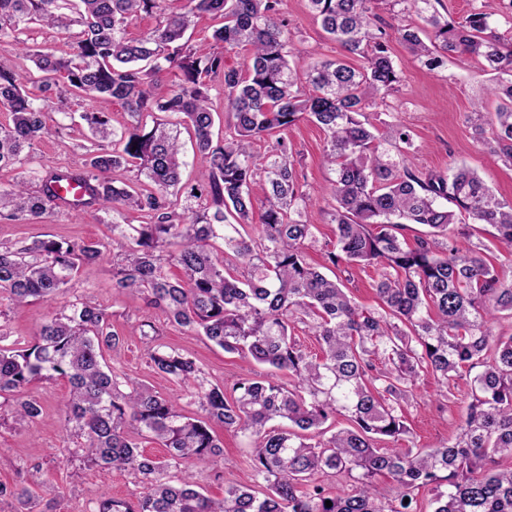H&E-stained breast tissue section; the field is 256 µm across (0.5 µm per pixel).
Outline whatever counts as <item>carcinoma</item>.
I'll return each mask as SVG.
<instances>
[{"label": "carcinoma", "instance_id": "cac0c4a2", "mask_svg": "<svg viewBox=\"0 0 512 512\" xmlns=\"http://www.w3.org/2000/svg\"><path fill=\"white\" fill-rule=\"evenodd\" d=\"M386 1L421 24L391 33L380 15ZM165 2L0 0L10 51L44 74L62 119L80 118L99 141L78 168L36 173L32 187L0 183V217L33 224L53 208L112 215V288L143 297L138 333L151 364L191 387L199 412L185 413L177 398L109 364L124 339L88 296L52 311L31 341L0 345V398H15L16 420L34 423L43 405L26 388L67 381L68 457L129 471L144 484L131 502L101 498L97 512H512V335L494 340L488 327L499 313L512 314V280L484 258L486 245L457 246L468 225L488 224L496 250L512 257V199L464 165L446 174L418 168L404 153L409 130L388 120L380 131L366 115L400 83L392 39L431 70L450 55L470 56L493 72L489 93L499 103L493 112L465 113V123L511 168L512 43L496 35L493 14L475 8L457 24L441 15L439 0H308L344 57H311L300 67L284 0H185L178 12ZM142 14L157 24L132 37L128 28ZM204 14L221 19L215 43L245 51L238 66H226L206 43L190 44L186 33ZM32 24L64 32V48L28 47L22 36ZM351 56L362 65L348 63ZM208 77L224 85L221 137ZM32 82L31 73L0 63V171L30 163L25 149L51 134L52 97L31 96ZM70 93L95 109L65 111ZM114 103L128 116L121 132L111 124ZM161 114L190 126L209 157L199 185L180 187L183 146ZM302 119L326 134L323 159L335 178L324 212L335 241L324 258L343 278L323 274L307 252L317 227L305 214L316 201L298 181L288 144L279 137L263 157L253 151ZM131 167L132 182L112 178ZM259 178L265 195L257 213L251 186ZM69 181L85 187L76 203L59 194ZM131 211L146 223H127ZM408 224L427 227L412 244L401 238ZM105 251L99 242L0 243V303L52 301ZM368 266L376 269L377 311L347 292L351 270ZM155 311L283 377L208 380L194 358L160 341ZM299 328L315 336L319 354L302 348ZM463 371L471 401L455 440L398 447L409 438L406 414L420 377L433 375L446 397ZM215 424L252 441L253 484L227 485L221 498L197 490L189 471L169 477L183 461L205 465L222 455ZM145 441L166 456L145 452ZM380 476L393 486H381ZM421 487L432 492L430 511L414 495Z\"/></svg>", "mask_w": 512, "mask_h": 512}]
</instances>
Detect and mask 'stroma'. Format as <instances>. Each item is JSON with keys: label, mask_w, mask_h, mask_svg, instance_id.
<instances>
[{"label": "stroma", "mask_w": 512, "mask_h": 512, "mask_svg": "<svg viewBox=\"0 0 512 512\" xmlns=\"http://www.w3.org/2000/svg\"><path fill=\"white\" fill-rule=\"evenodd\" d=\"M285 9L298 55L305 57L318 50L335 56L334 45L326 39L309 12L307 0H285ZM488 83V74L483 72L480 62L471 57H450L439 72L415 63L407 66L399 91L376 101L368 111L374 117L383 112L392 113L410 130L415 147L414 161L418 166L445 171L466 164L488 186L512 198V169L488 153L464 122L465 112L473 102L484 97ZM87 135V130L75 122L58 134L35 141L29 150L30 167L2 170L0 181L26 179L32 167L81 165ZM283 136L294 158L300 162L299 179L305 190L316 199H327L334 175L321 163L324 132L316 124L303 121L284 131ZM37 237L107 243L112 239V227L102 222L100 213L93 211L73 215L52 209L35 224L0 218V242L30 241ZM73 283V288L60 294L54 303L32 301L8 311L6 319L0 323L7 342L31 340L51 307H62L81 295L92 296L111 313L114 330L125 338L116 367L162 395L179 396L180 408L196 412V405L190 404L187 397V387L176 385L151 368L145 345L132 333L144 303L113 290L110 258L81 266ZM155 323L162 332V341L195 356L212 381L229 384L254 368L250 359L225 353L201 337L185 335L164 318H156ZM65 389L66 384L61 380H42L29 386V394L40 398L44 406L42 416L29 426L14 422L12 399L0 398V483L11 489L27 488L31 494L26 502L14 497L0 499V512H94L102 497L132 499L142 492V484L127 471L101 470L79 460L59 465V457L68 444L61 403ZM469 403L466 379H458L443 398L435 378L426 376L408 413L413 445L435 448L453 440ZM216 434L223 444V454L206 466L188 461L184 467L193 471L196 482L208 495L220 497L226 485L251 483L252 471L249 441L221 428ZM55 485L65 488L64 498H54L51 488Z\"/></svg>", "instance_id": "obj_1"}]
</instances>
